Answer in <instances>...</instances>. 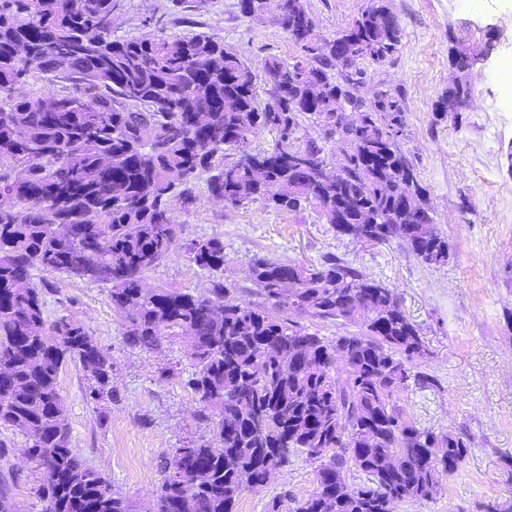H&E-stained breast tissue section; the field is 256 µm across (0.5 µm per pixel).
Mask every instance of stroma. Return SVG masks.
<instances>
[{
	"instance_id": "1",
	"label": "stroma",
	"mask_w": 512,
	"mask_h": 512,
	"mask_svg": "<svg viewBox=\"0 0 512 512\" xmlns=\"http://www.w3.org/2000/svg\"><path fill=\"white\" fill-rule=\"evenodd\" d=\"M320 40L336 37L370 0H305ZM189 16L172 0H122L114 13L116 36H139L163 27L171 33L217 36L236 51L266 89L264 63L292 59L297 47L274 14L248 17L239 0H205ZM403 37L383 64L364 63L357 89L363 99L377 90L399 93L405 112L399 145L415 168L432 215L448 239L443 266L419 261L397 239L362 242L337 235L316 209L276 210L264 201L232 206L199 188L191 211L176 210L178 239L217 238L224 243L220 274L239 296L253 299L248 277L255 255L266 254L312 267L333 254L396 292L429 349L412 372L433 375L435 384L415 383L399 394L407 420L435 432L462 436L469 453L432 500L396 503L393 512H481L488 503H512V476L502 459L512 455V95L494 73L512 63V0H387ZM487 50L470 74V98L459 112L436 104L448 89L453 43ZM210 271L177 251L148 272L153 288H205ZM35 285H47L48 317L82 323L111 352L117 401L108 422L98 423L79 366L59 375L71 441L135 512H149L160 465L173 448L206 436L196 418L198 396L186 381L193 366L181 342L162 353L127 347L123 322L112 310L108 285L34 269ZM170 370L168 378L159 368ZM316 460L304 453L259 489L245 491L237 512H267L272 498L308 497L316 486Z\"/></svg>"
}]
</instances>
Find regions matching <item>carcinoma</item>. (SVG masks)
Segmentation results:
<instances>
[{
	"label": "carcinoma",
	"instance_id": "carcinoma-1",
	"mask_svg": "<svg viewBox=\"0 0 512 512\" xmlns=\"http://www.w3.org/2000/svg\"><path fill=\"white\" fill-rule=\"evenodd\" d=\"M119 0H0V461L10 467L14 435L43 471L42 512H133L128 498L72 446L57 380L72 362L88 381L99 423L112 411L114 362L85 326L49 319L36 267L110 285L128 346L160 352L180 339L194 366L188 385L203 403L210 438L172 450L163 463L154 512H235L248 488L264 486L290 451L321 461L316 488L290 512H392L427 501L468 453L452 433L404 419L396 395L427 355L419 328L393 289L327 255L317 268L256 256L251 281L263 302L236 295L215 277L199 292L149 288L145 275L177 246L174 211L196 202L206 175L211 196L243 205L318 209L338 235L359 224L369 240L401 239L427 265L448 263V240L430 215L424 189L398 146L404 112L381 90L356 95L360 62L393 55L402 29L372 0L336 40L313 49L305 0H284L277 22L300 48L287 62L265 61L261 96L242 57L205 33L165 28L114 35ZM461 83L438 101L463 106L468 54L452 47ZM302 68L307 85L291 86ZM344 69V83L329 71ZM50 75L63 92L15 96L19 79ZM351 105L360 122L344 130L347 149L327 162L315 141L294 144L302 123L329 127ZM207 115V131L195 119ZM264 130L273 149H252ZM202 269L224 266V242L184 244ZM306 314L357 327L328 341L290 319ZM343 362L336 365V355ZM366 476L347 482L344 470ZM17 473L0 477V512H18Z\"/></svg>",
	"mask_w": 512,
	"mask_h": 512
}]
</instances>
